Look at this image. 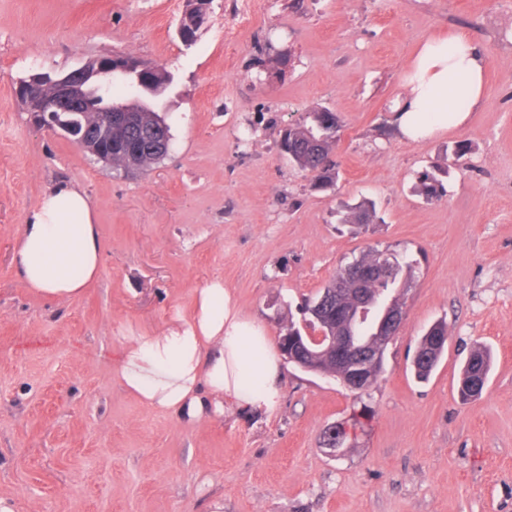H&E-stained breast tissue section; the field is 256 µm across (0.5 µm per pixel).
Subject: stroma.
Returning a JSON list of instances; mask_svg holds the SVG:
<instances>
[{
    "label": "stroma",
    "instance_id": "1",
    "mask_svg": "<svg viewBox=\"0 0 512 512\" xmlns=\"http://www.w3.org/2000/svg\"><path fill=\"white\" fill-rule=\"evenodd\" d=\"M187 0H0V500L14 512H512V0H213L192 45ZM467 35L486 61L466 125L401 139L391 103L421 43ZM165 66L172 128L162 162L113 172L69 137L37 130L16 89L87 61ZM336 112L334 187L280 148L309 112ZM466 166L453 165L458 144ZM441 171L427 199L422 172ZM89 197L102 245L86 292L50 300L12 252L44 191ZM369 198L374 223H340ZM370 248L413 260L406 319L365 393L284 363L268 415L235 409L186 424L146 407L114 372L126 340L190 316L219 279L244 316L279 336L305 300ZM445 322L429 381L411 365ZM491 370L461 401L475 344ZM343 424L349 448L322 445Z\"/></svg>",
    "mask_w": 512,
    "mask_h": 512
}]
</instances>
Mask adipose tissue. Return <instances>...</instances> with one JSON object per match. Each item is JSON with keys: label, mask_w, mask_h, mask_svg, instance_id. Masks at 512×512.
<instances>
[{"label": "adipose tissue", "mask_w": 512, "mask_h": 512, "mask_svg": "<svg viewBox=\"0 0 512 512\" xmlns=\"http://www.w3.org/2000/svg\"><path fill=\"white\" fill-rule=\"evenodd\" d=\"M405 94L390 110L399 134L420 142L463 127L484 96L486 64L461 34L427 39L403 73ZM13 260L25 286L56 299L80 295L100 274L101 245L87 196L71 185L47 191L19 231ZM117 372L142 404L193 422L225 406L273 412L280 360L273 340L240 315L213 280L195 294L190 318L128 340Z\"/></svg>", "instance_id": "obj_1"}]
</instances>
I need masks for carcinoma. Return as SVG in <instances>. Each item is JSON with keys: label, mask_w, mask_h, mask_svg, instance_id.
<instances>
[{"label": "carcinoma", "mask_w": 512, "mask_h": 512, "mask_svg": "<svg viewBox=\"0 0 512 512\" xmlns=\"http://www.w3.org/2000/svg\"><path fill=\"white\" fill-rule=\"evenodd\" d=\"M207 2L210 3L212 0H199L197 3L189 0L188 9L178 27V33L183 42L196 41L204 22L202 6ZM112 66L115 68L121 66L125 72L112 73V82L107 84L106 90L102 91L98 105L102 106L111 100L126 98L139 83L151 92L147 99L140 102L142 129L132 137L121 129L114 134L112 169L124 171L126 155L134 149L140 151L144 167H150L155 164L154 157L165 158V155L159 153L161 140L155 137L154 131L158 129L167 138H172L171 127L166 118L161 116L151 102L163 98L169 92L173 84V76L166 68L152 61L138 60L133 57L114 56ZM338 127H340V119L336 113L323 109L308 113L302 122L288 127L283 134L282 148L300 170L311 175L312 183L317 188L326 189L335 185L336 169L330 154L336 148V128ZM442 190L443 185L435 175L429 172L424 173L419 183V191L422 195L428 199H437L441 196ZM375 218L374 204L369 200H362L348 208L343 221L347 224L365 225L372 223ZM354 262L370 273L364 281V287L372 294L380 293L397 301L405 296L410 287L413 264L400 260L398 254L389 249L371 248L354 259ZM322 295L323 292L320 291L314 299L306 301L304 310L309 313L307 326L329 333L340 329L342 322L336 319L333 303L317 315H311L312 308ZM444 352L445 348L442 347L431 359L414 360L415 378L420 381L428 380ZM490 367L489 349L480 344L474 345L460 373L458 395L461 400L467 401L475 396L474 387L481 389L485 387Z\"/></svg>", "instance_id": "carcinoma-1"}]
</instances>
